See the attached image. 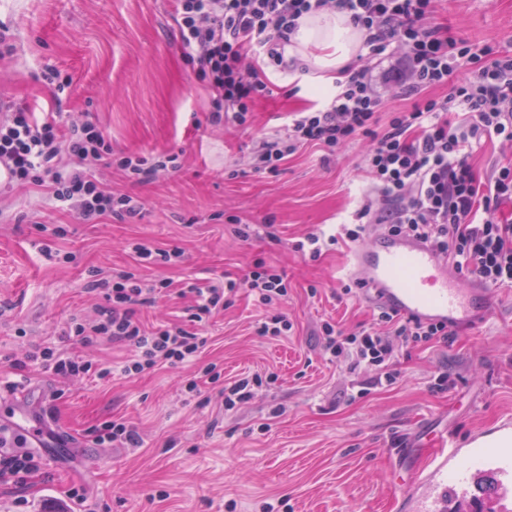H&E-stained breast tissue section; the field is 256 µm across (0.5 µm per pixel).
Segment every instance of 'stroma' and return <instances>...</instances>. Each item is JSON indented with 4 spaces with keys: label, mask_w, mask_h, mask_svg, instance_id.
Instances as JSON below:
<instances>
[{
    "label": "stroma",
    "mask_w": 512,
    "mask_h": 512,
    "mask_svg": "<svg viewBox=\"0 0 512 512\" xmlns=\"http://www.w3.org/2000/svg\"><path fill=\"white\" fill-rule=\"evenodd\" d=\"M172 0H0V29L16 52L0 58V98L36 113L60 110L96 122L114 150L176 155L175 171L137 183L116 165H99L97 179L117 193L139 196L141 220L103 218L83 224L53 207L45 188L0 187V388L27 390L22 406L0 395V423L25 411L46 428L42 474L25 488L0 485V512H399L389 488L393 471L421 463L412 447L417 429L431 426L460 437L512 419V288L496 291L489 322L458 334L453 346L418 345L396 359V384L350 400L352 374L322 356L316 329L332 320L346 330L370 323L373 308L359 291L343 294L351 243L318 258L298 253L297 241L358 222L370 181L367 144L322 151L301 148L274 173H252L249 152L260 137L284 132L290 113L312 107L322 92L313 75L267 68L270 97L251 125L217 129L206 120L208 97L182 49ZM432 21L472 43L512 35V0H437ZM56 67L71 84L56 92L42 78ZM273 223L276 240H241L237 221ZM62 227L52 238L57 256L40 253L35 222ZM180 248L181 265L140 264L129 242ZM288 277L283 303L294 327L269 339L257 333L263 309L248 291L204 328L209 342L196 360L126 377L128 348L103 342H60L76 311L93 312L99 297L86 290L90 273L108 278L136 270L168 279L173 293L138 310L148 327L183 318V280L242 278L255 264ZM60 346L112 371L109 380L62 379L13 360L31 345ZM216 365L221 380L198 397L186 385L201 367ZM447 372L446 390L433 389ZM275 375L254 398L224 407L223 384L245 375ZM120 419L140 435L137 448L96 445L91 428ZM110 459L99 469L96 454ZM83 486L82 501L70 497ZM26 507H19V499Z\"/></svg>",
    "instance_id": "obj_1"
}]
</instances>
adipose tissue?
Masks as SVG:
<instances>
[{
    "instance_id": "ef3b65f1",
    "label": "adipose tissue",
    "mask_w": 512,
    "mask_h": 512,
    "mask_svg": "<svg viewBox=\"0 0 512 512\" xmlns=\"http://www.w3.org/2000/svg\"><path fill=\"white\" fill-rule=\"evenodd\" d=\"M361 38V32L349 25L342 13L306 16L300 19L287 54L319 71L318 82L325 87L352 60Z\"/></svg>"
}]
</instances>
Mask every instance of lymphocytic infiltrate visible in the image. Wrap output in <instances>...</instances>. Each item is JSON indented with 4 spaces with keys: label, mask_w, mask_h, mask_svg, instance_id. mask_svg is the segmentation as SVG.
I'll list each match as a JSON object with an SVG mask.
<instances>
[{
    "label": "lymphocytic infiltrate",
    "mask_w": 512,
    "mask_h": 512,
    "mask_svg": "<svg viewBox=\"0 0 512 512\" xmlns=\"http://www.w3.org/2000/svg\"><path fill=\"white\" fill-rule=\"evenodd\" d=\"M434 10L435 0H175L173 20L187 60L196 63L197 76L209 89V122L223 128L245 125L256 102L272 95L267 68L306 72L305 64L284 56L300 18L344 13L361 31L365 55L345 68L344 81L319 108L293 113L285 133L261 137L251 153V169L273 172L305 146L332 155L367 138L366 173L375 193L366 197L358 218L429 243L448 255L458 272L488 287L512 288V217L502 213L512 204V162L497 163L486 177L470 162L481 142L512 144V51L494 42L454 39L447 28L432 24ZM391 49L400 54L398 92L414 104L384 122L385 97L374 62ZM461 68L466 74L459 79L455 73ZM443 86L448 94L434 95V88ZM65 156L70 159L66 167L61 164ZM108 158L138 182L176 168L171 155H113L97 123L66 121L57 112L39 119L23 106L0 100V165L10 181L47 187L55 208L76 214L83 223L106 217L132 222L143 216L140 198L99 184L93 169ZM88 287L102 294L104 306L91 316L72 315L60 337L132 347L122 367L129 377L195 360L207 343L198 325L242 288L269 309L259 335L278 338L293 329L278 308L288 293L285 272L260 264L243 279L221 286L184 282L182 294L193 298L187 324L151 331L142 327L136 310L165 296L167 281L148 282L120 271L90 280ZM319 334L329 360L353 374L373 370V386L396 382L394 358L400 347H448L455 341L446 326L404 320L382 307L369 326L347 333L325 321ZM25 360L62 378L93 372L104 380L111 374L50 346L33 347ZM25 444L20 435L10 449L0 451V484L23 487L41 470L40 458Z\"/></svg>",
    "instance_id": "f902f5d3"
}]
</instances>
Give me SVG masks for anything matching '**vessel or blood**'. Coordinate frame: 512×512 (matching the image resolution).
Segmentation results:
<instances>
[{
    "label": "vessel or blood",
    "instance_id": "1",
    "mask_svg": "<svg viewBox=\"0 0 512 512\" xmlns=\"http://www.w3.org/2000/svg\"><path fill=\"white\" fill-rule=\"evenodd\" d=\"M349 273L370 300L422 324L477 328L496 307L491 289L458 278L446 255L405 235L379 232L371 244L355 245ZM422 440L430 450L427 463L413 469L409 482L391 486L405 512H448L449 501L468 496L481 472L494 474L512 496L511 420L467 439L427 430Z\"/></svg>",
    "mask_w": 512,
    "mask_h": 512
}]
</instances>
